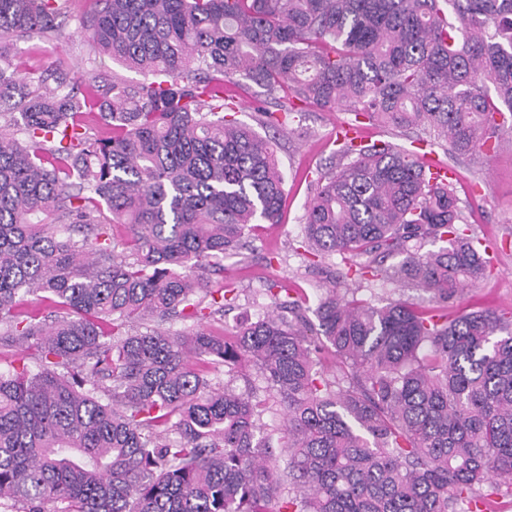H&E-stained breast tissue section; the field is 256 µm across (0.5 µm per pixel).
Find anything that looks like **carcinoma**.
Here are the masks:
<instances>
[{"mask_svg":"<svg viewBox=\"0 0 512 512\" xmlns=\"http://www.w3.org/2000/svg\"><path fill=\"white\" fill-rule=\"evenodd\" d=\"M90 2L88 45L144 80L23 72L8 46L51 40L61 3L0 0V347L37 353L0 371V508L492 512L512 489V310L450 321L333 287L315 324L273 291L228 336L130 324L224 311L237 289L198 273L281 223L276 141L234 118L244 82L272 130L299 104L345 106L477 156L512 128V0ZM340 153L306 209L313 256L443 303L484 278L456 181L388 143ZM29 294L48 319L21 310ZM244 362L265 395L208 378Z\"/></svg>","mask_w":512,"mask_h":512,"instance_id":"1","label":"carcinoma"}]
</instances>
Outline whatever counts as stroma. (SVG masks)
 I'll return each instance as SVG.
<instances>
[{"mask_svg":"<svg viewBox=\"0 0 512 512\" xmlns=\"http://www.w3.org/2000/svg\"><path fill=\"white\" fill-rule=\"evenodd\" d=\"M61 28L49 42L19 41L15 62L22 71L32 72L51 65L56 59L71 67L95 73L119 70V63L104 56L91 55L81 34L87 0H62ZM345 108L305 112L287 123L277 134V157L287 193L281 224L262 225L240 256L224 261L225 281L234 283L238 297L232 306L204 322L205 330L215 335L228 334L244 319H257L271 308L269 290L303 292L310 303H317L323 289L331 287L345 264L333 256L313 260L307 251L302 217L318 170L338 164L334 140L337 128L352 122ZM357 135L366 143L385 141L411 149L424 162L452 168L457 176L459 196L465 209L467 226L486 246L492 265L488 277L461 293L449 305V316L459 309H512V130L504 133L499 147L479 158L451 155L417 139L416 133L361 122ZM346 287H358L360 298L382 306L397 299H408L424 308L434 307L432 292L415 287H398L375 279Z\"/></svg>","mask_w":512,"mask_h":512,"instance_id":"obj_1","label":"stroma"}]
</instances>
